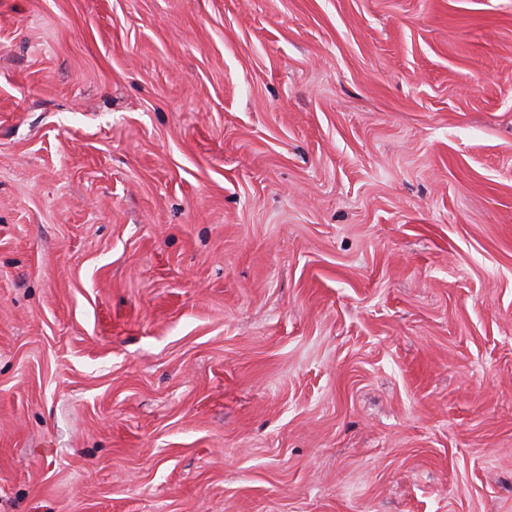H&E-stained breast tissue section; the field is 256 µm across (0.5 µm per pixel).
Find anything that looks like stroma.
Returning <instances> with one entry per match:
<instances>
[{"label":"stroma","mask_w":512,"mask_h":512,"mask_svg":"<svg viewBox=\"0 0 512 512\" xmlns=\"http://www.w3.org/2000/svg\"><path fill=\"white\" fill-rule=\"evenodd\" d=\"M0 512H512V0H0Z\"/></svg>","instance_id":"35a3bbf8"}]
</instances>
